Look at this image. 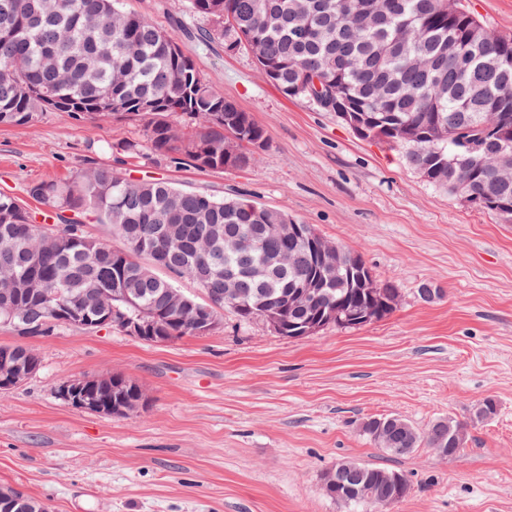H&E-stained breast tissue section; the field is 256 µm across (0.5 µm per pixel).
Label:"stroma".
<instances>
[{"instance_id": "1", "label": "stroma", "mask_w": 512, "mask_h": 512, "mask_svg": "<svg viewBox=\"0 0 512 512\" xmlns=\"http://www.w3.org/2000/svg\"><path fill=\"white\" fill-rule=\"evenodd\" d=\"M124 2L179 35L199 72L268 136L244 171H198L145 147L126 159L127 176L285 211L361 255L401 301L382 320L305 338L227 310L207 334L158 343L106 327L25 337L0 326V345L41 360L0 390V487L49 512H346L323 486L351 460L408 479L410 495L390 512H512V224L428 184L401 150L361 139L312 100L285 98L248 50L182 37L209 25L189 0ZM143 129L68 112L0 125V193L115 163L108 142ZM424 283L440 297L421 300ZM107 375L140 388L136 413H94L58 394L65 380ZM488 396L497 411L477 418ZM386 415L421 430L450 417L468 440L452 458L424 447L393 455L362 431Z\"/></svg>"}]
</instances>
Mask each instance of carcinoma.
I'll list each match as a JSON object with an SVG mask.
<instances>
[{
  "mask_svg": "<svg viewBox=\"0 0 512 512\" xmlns=\"http://www.w3.org/2000/svg\"><path fill=\"white\" fill-rule=\"evenodd\" d=\"M268 0H190L193 14L211 21L203 39L224 47L259 50L277 68L273 85L288 97L307 96L318 80L324 90L356 110L365 139L402 151L405 163L429 184L512 224V178L500 175V156L512 154V65L504 66L496 42L470 43L448 60V40L460 36L448 22L444 0H379L381 19L371 25L338 0H282L291 8L285 20L268 24ZM309 25L321 36L297 40L296 27ZM177 38L151 19L127 10L123 0H0V124L26 125L44 112H70L96 122L139 116L146 120L144 141L159 153H178L199 170L250 168L252 145L266 146L262 126L238 105L187 68ZM237 119L224 126L216 110ZM172 114L193 121L185 135L169 122ZM46 215L37 222L22 199L0 194V294L27 284L32 295L12 311H0V324L24 335L46 336L67 321L54 308H80L95 321L102 317L95 297L126 288L128 304L113 301L103 327L122 328L124 317L148 313L162 341L196 335L190 309L172 312L169 293L175 281L163 269L189 277L203 288L213 314L226 307L237 319H264V311L307 279L322 292L313 304L284 313L282 335L292 337L315 319L322 307L336 309V326H356L352 315L389 316L401 300L400 288L378 282L361 256L338 245L336 268L322 267L314 246L325 241L310 224L280 237L266 228L288 218L284 211L261 208L242 198L217 199L184 190L162 179L133 180L122 169L98 166L71 181L42 180L25 188ZM107 224L124 239L114 250L88 235L84 221ZM180 224L183 242L158 244L159 225ZM209 224L245 246L229 251L223 239L201 241ZM266 274L253 277L254 268ZM237 275L236 295L249 301L233 306L224 296V271ZM8 360L41 362L21 344L0 349ZM98 389L115 399L142 400L139 388L104 376ZM364 433L378 447L403 455L425 446L446 458L466 442L465 427L441 418L421 431L397 415L371 417ZM387 469L347 463L324 487L345 507L388 512L410 494L408 480L387 484ZM43 502L13 489L0 496V512H43Z\"/></svg>",
  "mask_w": 512,
  "mask_h": 512,
  "instance_id": "obj_1",
  "label": "carcinoma"
}]
</instances>
